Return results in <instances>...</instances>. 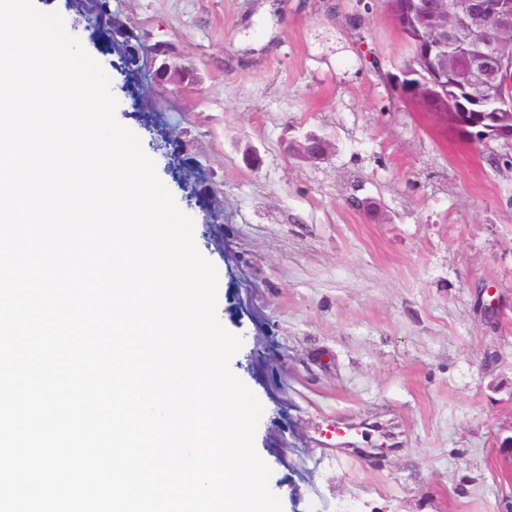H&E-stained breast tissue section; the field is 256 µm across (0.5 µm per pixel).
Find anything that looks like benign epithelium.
Instances as JSON below:
<instances>
[{
  "label": "benign epithelium",
  "mask_w": 512,
  "mask_h": 512,
  "mask_svg": "<svg viewBox=\"0 0 512 512\" xmlns=\"http://www.w3.org/2000/svg\"><path fill=\"white\" fill-rule=\"evenodd\" d=\"M387 6L397 27L417 31L418 67L402 70V96L453 110L454 125L475 140L512 146V0H387ZM138 37L146 64L165 85L180 90L197 83L198 66L172 43ZM289 149L316 161L331 143L310 133Z\"/></svg>",
  "instance_id": "7a95c632"
}]
</instances>
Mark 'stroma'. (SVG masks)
<instances>
[{"mask_svg":"<svg viewBox=\"0 0 512 512\" xmlns=\"http://www.w3.org/2000/svg\"><path fill=\"white\" fill-rule=\"evenodd\" d=\"M112 0L117 23L197 62L137 97L81 0H39L111 78L218 272L230 368L264 408L254 444L283 512H512V148L407 102L385 0ZM361 14V28L348 18ZM314 132L317 163L287 150ZM220 184L191 205L192 178ZM496 289L494 316L478 307Z\"/></svg>","mask_w":512,"mask_h":512,"instance_id":"stroma-1","label":"stroma"}]
</instances>
